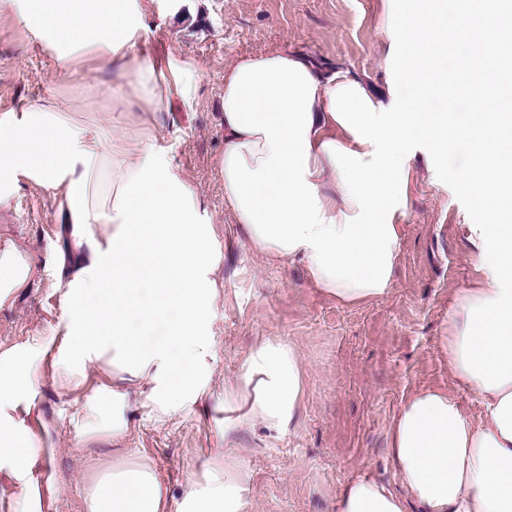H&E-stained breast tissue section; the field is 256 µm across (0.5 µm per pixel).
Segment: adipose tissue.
I'll list each match as a JSON object with an SVG mask.
<instances>
[{
  "label": "adipose tissue",
  "instance_id": "1",
  "mask_svg": "<svg viewBox=\"0 0 512 512\" xmlns=\"http://www.w3.org/2000/svg\"><path fill=\"white\" fill-rule=\"evenodd\" d=\"M0 0V18L16 22L53 57L60 85L0 110V206L20 181L60 194L69 223L102 224L105 244L88 247L72 270L76 306L60 341L41 339L0 350V469L19 484L22 500L40 495L32 477L41 434L25 426L35 404V369L50 361L69 386L75 370L105 366L112 412L98 426L128 435L131 409L158 421L190 412L211 372L205 323L215 298L209 231L195 191L172 166L170 149L150 135L103 133L80 124L65 89L85 63L125 80L114 111L137 109L152 121L165 103L191 104L198 68L169 57L164 64L139 50L147 32L139 0ZM447 58L422 64L408 81L405 104L380 102L354 75L314 71L301 54L274 49L246 55L224 72V152L216 168L224 201L253 248L272 261L302 259L309 282L342 305L385 298L401 249L398 222L406 205L413 140L469 137L429 111V94L446 95ZM487 155L512 150L495 127L476 132ZM497 170L478 165L462 176L483 205L470 225L484 247L472 287L456 299L449 322L448 362L478 397L480 420L437 389L415 393L390 429V456L404 488L396 493L358 476L344 486L336 512H512V225L502 223L512 197L497 194ZM334 181L337 191L323 186ZM151 272L152 305L140 279ZM303 389L296 350L263 340L225 383L220 405L230 411L221 438L264 424L283 431ZM204 484L187 491L191 512H243L248 470L225 449H212ZM88 512H166L167 497L150 463L104 472L88 496Z\"/></svg>",
  "mask_w": 512,
  "mask_h": 512
}]
</instances>
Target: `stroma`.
I'll use <instances>...</instances> for the list:
<instances>
[{"instance_id": "stroma-1", "label": "stroma", "mask_w": 512, "mask_h": 512, "mask_svg": "<svg viewBox=\"0 0 512 512\" xmlns=\"http://www.w3.org/2000/svg\"><path fill=\"white\" fill-rule=\"evenodd\" d=\"M392 0H154L145 20L150 33L141 50L156 61L193 59L200 77L191 105L173 100L157 114L153 136L171 148L179 177L199 196L219 258L217 296L208 334L214 367L206 392L224 394L242 357L261 339L293 345L303 369V395L287 431L257 424L235 432L234 454L251 471L244 512H335L349 480L366 475L399 490L389 431L415 392L440 388L472 418L480 407L456 380L445 347L448 321L460 289L468 287L478 250L466 225L482 209L464 191L460 174L474 146L453 150L422 139L410 163L401 252L390 294L352 306L312 288L301 262L272 263L254 252L224 202L215 162L224 151L221 102L224 71L241 56L285 49L310 57L319 69L343 70L379 93L393 87ZM54 61L11 20L0 18V104L13 107L56 88ZM126 84L98 72L74 78L69 99L83 118L105 132L134 133L135 117L109 111ZM56 191L21 184L0 207V247L14 244L30 263L26 288L0 304V347L61 330L71 311L69 269L73 225L61 214ZM102 379L88 367L81 392L63 388L51 365L35 385L30 425L49 430L34 474L62 479L60 492L20 503L17 487L0 472L4 512H87L88 489L101 473L142 456L155 468L178 507L185 491L203 482L208 451L220 447L221 413L197 410L161 423L136 413L125 439H80L74 399L91 397L98 416L112 400L98 390Z\"/></svg>"}]
</instances>
